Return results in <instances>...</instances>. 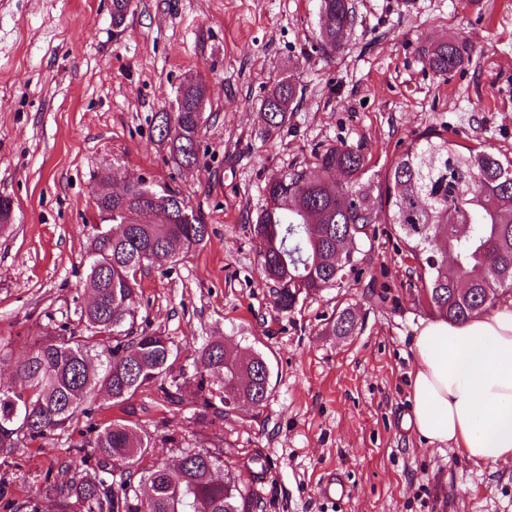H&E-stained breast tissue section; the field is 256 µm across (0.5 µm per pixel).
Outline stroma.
<instances>
[{
    "mask_svg": "<svg viewBox=\"0 0 512 512\" xmlns=\"http://www.w3.org/2000/svg\"><path fill=\"white\" fill-rule=\"evenodd\" d=\"M355 22L330 59L318 52L319 0H136L122 26L112 0H0V380L48 323L80 330L96 175L179 188L210 235L138 281L139 323L169 336L184 372L182 401L145 390L100 399L98 422H135L155 437L142 467L175 464L194 442L195 349L224 340L263 355L272 392L262 412L224 419V468L255 512H512V461L476 465L419 441L406 424L418 300L416 261L377 225L342 288L272 309L251 229L276 174L317 152L363 146L372 174L418 134L512 154V6L506 0H353ZM466 43L449 77L430 70V44ZM202 77L209 119L199 167L178 171L152 135L186 78ZM299 88L288 121L268 128L261 103L277 80ZM359 323L321 330L337 307ZM79 434L27 442L0 467L5 502L57 512L45 475H60Z\"/></svg>",
    "mask_w": 512,
    "mask_h": 512,
    "instance_id": "35a3bbf8",
    "label": "stroma"
}]
</instances>
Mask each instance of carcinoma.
<instances>
[{
  "label": "carcinoma",
  "mask_w": 512,
  "mask_h": 512,
  "mask_svg": "<svg viewBox=\"0 0 512 512\" xmlns=\"http://www.w3.org/2000/svg\"><path fill=\"white\" fill-rule=\"evenodd\" d=\"M135 0H112L120 25ZM318 46L336 53L354 22L351 0H320ZM466 46L454 39L427 50L430 69L446 78L464 63ZM298 96L291 79L276 81L262 101L266 123L288 120ZM205 86L188 80L177 89L173 113L155 117L158 140L169 160L183 170L197 166ZM312 170L280 173L266 184V204L253 224L260 274L270 285L272 306L293 312L298 303L343 286L377 224H392L397 238L420 266L421 294L437 318L462 323L489 311L512 291V158L487 148L462 146L448 128L416 136L386 169L379 188L367 174L361 147L341 145L315 154ZM110 174L96 179L101 222L116 232H96L84 288L91 303L81 310L85 333L47 332L13 365L16 385L0 383V465L29 440L68 431L84 422L80 436L94 435L93 451L73 446L81 465L58 486L59 512H252L256 507L238 475L224 473V417L236 409L258 413L271 393V369L261 355L243 357L221 340L195 352L201 392L193 423L198 447L182 450L177 467H156L137 475V462L153 447V435L135 423H94L93 398L106 392L124 403L155 388L179 401L173 342L160 332L137 328L134 305L138 278L151 268L178 261L209 237L204 215L181 191L144 178L122 194H109ZM112 332V342L99 335ZM357 322L350 308L324 325L325 336H352ZM221 390V405L213 390ZM125 474L116 483L110 474Z\"/></svg>",
  "instance_id": "cac0c4a2"
}]
</instances>
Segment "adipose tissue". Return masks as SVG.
Segmentation results:
<instances>
[{"mask_svg": "<svg viewBox=\"0 0 512 512\" xmlns=\"http://www.w3.org/2000/svg\"><path fill=\"white\" fill-rule=\"evenodd\" d=\"M407 423L474 463L512 461V307L416 329Z\"/></svg>", "mask_w": 512, "mask_h": 512, "instance_id": "adipose-tissue-1", "label": "adipose tissue"}]
</instances>
